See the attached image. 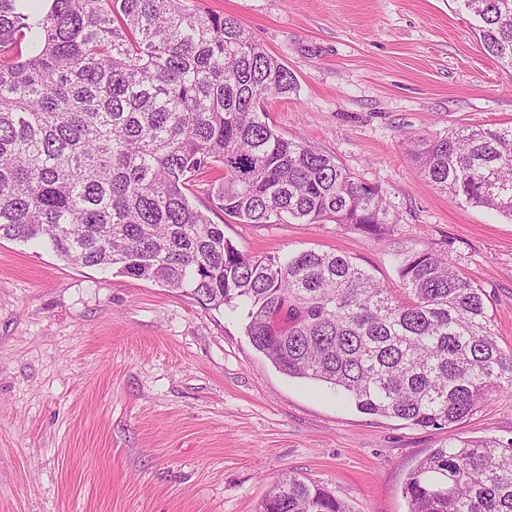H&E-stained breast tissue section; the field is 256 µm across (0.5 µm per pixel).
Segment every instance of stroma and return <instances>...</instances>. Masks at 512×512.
Here are the masks:
<instances>
[{
	"label": "stroma",
	"instance_id": "35a3bbf8",
	"mask_svg": "<svg viewBox=\"0 0 512 512\" xmlns=\"http://www.w3.org/2000/svg\"><path fill=\"white\" fill-rule=\"evenodd\" d=\"M235 17L293 73L269 124L381 188L386 241L328 224L214 223L253 256L346 254L397 286L395 254L432 250L486 294L512 348V220L450 202L404 135L512 126V67L460 0H185ZM242 310L0 238V512H257L294 473L351 512H408L416 464L449 436L512 441V397L452 430L360 413L319 381L279 372Z\"/></svg>",
	"mask_w": 512,
	"mask_h": 512
}]
</instances>
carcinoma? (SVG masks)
Here are the masks:
<instances>
[{
  "instance_id": "cac0c4a2",
  "label": "carcinoma",
  "mask_w": 512,
  "mask_h": 512,
  "mask_svg": "<svg viewBox=\"0 0 512 512\" xmlns=\"http://www.w3.org/2000/svg\"><path fill=\"white\" fill-rule=\"evenodd\" d=\"M0 0V237L246 312L252 346L283 374L329 384L370 415L442 429L512 396L483 290L431 250L399 258V287L347 255L245 254L191 200L243 224L334 223L377 239L383 192L334 156L279 134L271 100L293 74L234 17L184 0ZM486 51L512 67V0H461ZM448 199L512 220V127L408 136ZM408 512H512V444L448 439L411 471ZM258 512H349L284 475Z\"/></svg>"
}]
</instances>
